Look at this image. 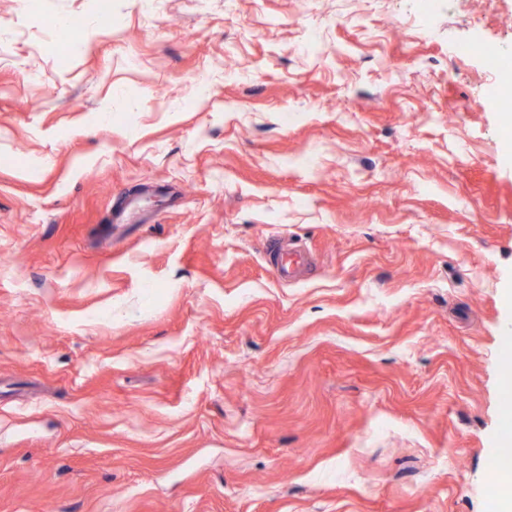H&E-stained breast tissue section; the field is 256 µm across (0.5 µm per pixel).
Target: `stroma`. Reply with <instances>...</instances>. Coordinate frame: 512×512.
Returning <instances> with one entry per match:
<instances>
[{"label":"stroma","instance_id":"35a3bbf8","mask_svg":"<svg viewBox=\"0 0 512 512\" xmlns=\"http://www.w3.org/2000/svg\"><path fill=\"white\" fill-rule=\"evenodd\" d=\"M482 40L512 0H0V512H493ZM272 268L276 276L283 281L294 279L299 268L311 263L310 255L297 244L274 246L270 250Z\"/></svg>","mask_w":512,"mask_h":512}]
</instances>
